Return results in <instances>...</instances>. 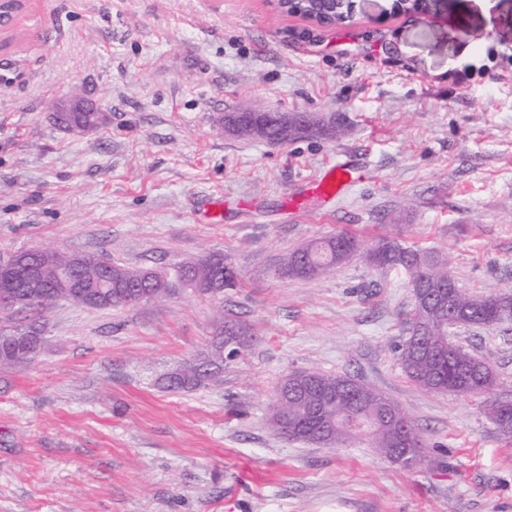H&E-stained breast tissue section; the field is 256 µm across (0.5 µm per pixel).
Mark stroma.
I'll list each match as a JSON object with an SVG mask.
<instances>
[{"label":"stroma","instance_id":"35a3bbf8","mask_svg":"<svg viewBox=\"0 0 512 512\" xmlns=\"http://www.w3.org/2000/svg\"><path fill=\"white\" fill-rule=\"evenodd\" d=\"M0 51V262L52 248L133 269L224 256L213 299L46 312L36 358L0 369V512H512V441L485 413L512 400V323L454 327L498 383L428 392L398 362L409 275L356 256L285 279L281 258L340 231L450 258L460 288L512 290V0H442L430 15L353 0L330 27L275 0H28ZM96 104L68 131L54 104ZM302 113L283 144L226 114ZM331 126L340 136L326 135ZM363 177L297 210L326 166ZM253 340L221 382L164 389L209 348L214 310ZM364 382L410 416V468L366 437L329 447L275 435L278 382L309 368Z\"/></svg>","mask_w":512,"mask_h":512}]
</instances>
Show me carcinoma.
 I'll list each match as a JSON object with an SVG mask.
<instances>
[{"mask_svg":"<svg viewBox=\"0 0 512 512\" xmlns=\"http://www.w3.org/2000/svg\"><path fill=\"white\" fill-rule=\"evenodd\" d=\"M308 14H322L336 21L349 17L346 0H310L302 5ZM266 141L282 144L295 137L291 128L280 124L279 114L265 113ZM362 254L371 264L380 267L401 266L408 270L414 282V309L407 323V339L399 347V360L405 374L420 388L430 392H446L448 388L465 394L481 387L492 388L497 381L491 355L478 357L451 342L431 350L428 342L414 335L420 327L429 328L435 338L448 337V311L430 307L418 291L423 284L429 288H444L454 280L448 263L432 260L418 251L396 241L381 240L365 248L355 235L339 232L335 235L315 239L286 254L280 262L283 277L313 278L330 274L338 265ZM72 253L55 252L51 258L37 249L26 250L15 259L32 264L39 271V288H29L13 294L12 304L0 306L1 314L19 310H46L54 301L65 300L90 308H126L120 288L137 290L150 295L149 301H164L184 293L210 298L233 285L234 271L224 266V257L212 255L203 260L185 262L173 267L152 269H130L107 259L105 263L73 262ZM75 269L87 283V288L77 294L71 288L61 286L64 274ZM454 305L458 311L460 326H495L512 322V293L488 290L480 295L470 294L461 288L454 291ZM44 322L34 319L27 324L0 332V339L8 337L11 342L3 345L0 367L7 368L35 359L43 344ZM216 336L212 337L210 349L195 361L176 369L163 378L167 389L173 391L194 390L209 382H218L224 377V348L229 354H237L248 347L251 336L231 316L219 312L215 320ZM325 403L328 413L354 409L368 419L382 409H392L403 416L412 447L422 449V441L405 412L377 389L360 381L341 375L323 374L313 369L293 372L277 386L269 406L268 425L277 434L296 441L335 446L358 436H365L381 455L392 458L397 429L381 420L372 421L363 430L353 433L341 425L331 430L324 438L314 437L315 429L308 422L311 408ZM487 414L499 433L512 440V408L502 410L493 402L487 405Z\"/></svg>","mask_w":512,"mask_h":512,"instance_id":"carcinoma-1","label":"carcinoma"}]
</instances>
